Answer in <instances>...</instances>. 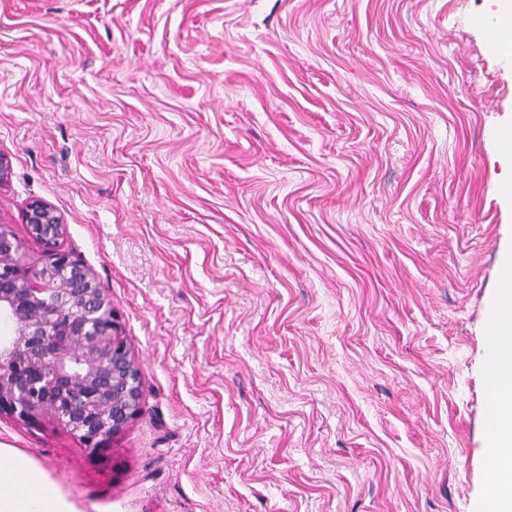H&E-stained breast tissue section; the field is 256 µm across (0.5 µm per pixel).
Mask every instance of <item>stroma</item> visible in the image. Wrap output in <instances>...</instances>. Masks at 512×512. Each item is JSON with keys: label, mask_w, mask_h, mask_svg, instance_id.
Instances as JSON below:
<instances>
[{"label": "stroma", "mask_w": 512, "mask_h": 512, "mask_svg": "<svg viewBox=\"0 0 512 512\" xmlns=\"http://www.w3.org/2000/svg\"><path fill=\"white\" fill-rule=\"evenodd\" d=\"M495 0H0V225L119 311L105 448L0 416L72 512H479L512 252Z\"/></svg>", "instance_id": "35a3bbf8"}]
</instances>
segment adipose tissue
I'll return each mask as SVG.
<instances>
[{
  "instance_id": "ef3b65f1",
  "label": "adipose tissue",
  "mask_w": 512,
  "mask_h": 512,
  "mask_svg": "<svg viewBox=\"0 0 512 512\" xmlns=\"http://www.w3.org/2000/svg\"><path fill=\"white\" fill-rule=\"evenodd\" d=\"M494 307L500 321L488 339L487 371L493 381L488 424L498 463L487 483L481 512H512V254L504 259L503 285ZM0 512H71L43 470L26 456L0 448Z\"/></svg>"
}]
</instances>
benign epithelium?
<instances>
[{
    "instance_id": "obj_1",
    "label": "benign epithelium",
    "mask_w": 512,
    "mask_h": 512,
    "mask_svg": "<svg viewBox=\"0 0 512 512\" xmlns=\"http://www.w3.org/2000/svg\"><path fill=\"white\" fill-rule=\"evenodd\" d=\"M23 219L49 260L22 269L18 243L0 226V314L14 327L0 339V415L49 413L82 432L86 447L103 448L140 411L130 338L90 270L59 249L66 224L56 209L33 200Z\"/></svg>"
}]
</instances>
